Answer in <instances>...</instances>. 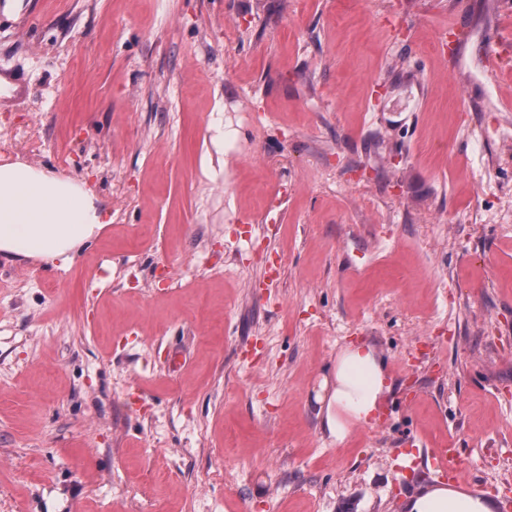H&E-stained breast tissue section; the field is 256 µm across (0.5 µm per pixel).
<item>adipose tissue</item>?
Listing matches in <instances>:
<instances>
[{"mask_svg":"<svg viewBox=\"0 0 512 512\" xmlns=\"http://www.w3.org/2000/svg\"><path fill=\"white\" fill-rule=\"evenodd\" d=\"M104 226L90 191L75 180L21 161L0 165V256L69 263ZM388 390L374 345L340 348L332 388L316 396L324 429L344 444L355 428L371 421ZM404 512H494V503L439 484L420 489Z\"/></svg>","mask_w":512,"mask_h":512,"instance_id":"adipose-tissue-1","label":"adipose tissue"}]
</instances>
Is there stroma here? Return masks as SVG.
Returning <instances> with one entry per match:
<instances>
[{
	"mask_svg": "<svg viewBox=\"0 0 512 512\" xmlns=\"http://www.w3.org/2000/svg\"><path fill=\"white\" fill-rule=\"evenodd\" d=\"M5 153L110 224L0 260V512H402L397 452L512 498V0H0ZM371 342L386 419L315 400ZM425 458L433 471L448 472V478H456L463 472V458L457 448H432L427 450Z\"/></svg>",
	"mask_w": 512,
	"mask_h": 512,
	"instance_id": "obj_1",
	"label": "stroma"
}]
</instances>
